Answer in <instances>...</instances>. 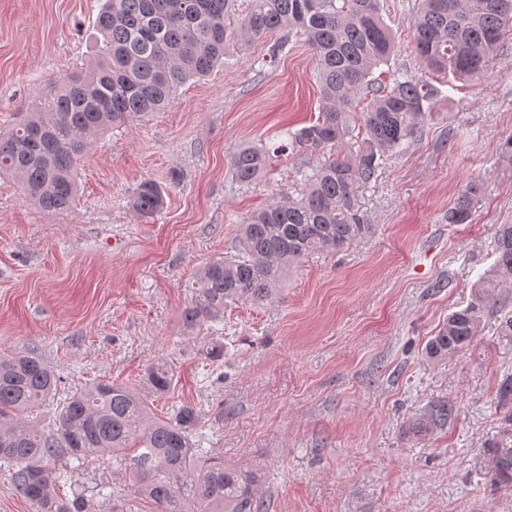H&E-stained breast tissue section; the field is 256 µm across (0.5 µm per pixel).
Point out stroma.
<instances>
[{
  "label": "stroma",
  "instance_id": "35a3bbf8",
  "mask_svg": "<svg viewBox=\"0 0 512 512\" xmlns=\"http://www.w3.org/2000/svg\"><path fill=\"white\" fill-rule=\"evenodd\" d=\"M103 3L0 0V132L89 62ZM417 7L381 0L396 46L386 69L438 95L360 192L370 236L304 260L273 302L233 305L212 328L182 326L201 268L235 255L246 217L299 192L297 170L319 161L276 158L249 187L232 175L239 147L318 115L313 53L299 33L278 31L187 82L166 111L96 142L79 163L72 211L44 213L0 178V356L41 357L64 395L102 377L133 383L167 361L176 385L154 413L195 407L197 444L259 470L268 512H512V485L486 477L502 427L497 390L512 374V336L499 329L512 293L468 347L424 354L493 263L499 225L512 224V165L498 150L512 136V38L481 79L459 83L419 60ZM144 180L165 190L146 221L129 207ZM474 180L486 192L469 222L448 223ZM211 339L223 341V360L201 356ZM443 398L454 420L415 433L414 420ZM103 474L128 512H152L123 462L90 460L84 487Z\"/></svg>",
  "mask_w": 512,
  "mask_h": 512
}]
</instances>
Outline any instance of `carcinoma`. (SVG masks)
I'll list each match as a JSON object with an SVG mask.
<instances>
[{
    "instance_id": "cac0c4a2",
    "label": "carcinoma",
    "mask_w": 512,
    "mask_h": 512,
    "mask_svg": "<svg viewBox=\"0 0 512 512\" xmlns=\"http://www.w3.org/2000/svg\"><path fill=\"white\" fill-rule=\"evenodd\" d=\"M233 0H105L95 22L97 50L86 70L64 77L31 104L10 132L0 135V176L16 179L24 193L51 214L72 207L78 163L109 130L134 117L164 111L181 85L203 80L270 34L300 32L311 48L320 87L318 117L270 147L244 145L232 156L235 180L250 185L271 161L289 152L323 156L300 171L298 195L284 193L240 225L237 254L212 260L183 312L186 330L224 319L237 303L271 302L288 271L314 255L346 250L370 234L359 189L375 177L385 154L402 146L433 103V92L404 72L383 84L376 70L388 63L394 42L380 0H250L238 26L226 17ZM512 34V0H419L413 19L417 53L433 71L457 80L487 70ZM368 100L363 131L356 132V103ZM482 185L472 182L448 210V223L464 224ZM164 190L138 184L130 200L142 219L164 206ZM495 261L473 285L470 301L448 315L425 347L439 359L468 346L484 317L512 288V224L499 227ZM60 379L35 356L0 358V464L33 512H124L112 503V485L101 482L88 498L60 488L85 462L120 456L128 448L136 495L157 512H265L259 476L196 447L199 414L182 406L152 416L150 402L168 394L175 374L164 362L148 366L134 385L100 379L59 403L55 426L27 419L57 392ZM502 431L490 445L491 478L512 485V375L498 390ZM455 415L442 399L416 418L427 432Z\"/></svg>"
}]
</instances>
